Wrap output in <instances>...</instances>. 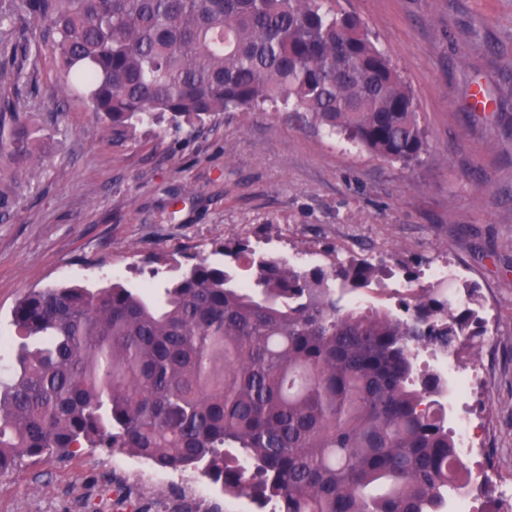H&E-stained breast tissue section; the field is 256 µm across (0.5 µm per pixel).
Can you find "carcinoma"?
Instances as JSON below:
<instances>
[{"mask_svg": "<svg viewBox=\"0 0 512 512\" xmlns=\"http://www.w3.org/2000/svg\"><path fill=\"white\" fill-rule=\"evenodd\" d=\"M0 167L35 168L30 43L51 47L64 97L81 95L116 141L138 125L199 124L274 108L409 168L426 131L413 92L339 0H0ZM17 187H0V220ZM200 258L163 292L119 280L49 285L14 308L20 342L0 377V475L25 457L127 448L191 466L231 497L280 512H446L466 463L446 381L417 349L482 345L477 291L461 304L407 288L404 315L356 299L381 268H293L244 241ZM246 260L250 279L233 264ZM466 341H461V337ZM247 458V475L226 449Z\"/></svg>", "mask_w": 512, "mask_h": 512, "instance_id": "obj_1", "label": "carcinoma"}]
</instances>
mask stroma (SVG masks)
<instances>
[{"mask_svg":"<svg viewBox=\"0 0 512 512\" xmlns=\"http://www.w3.org/2000/svg\"><path fill=\"white\" fill-rule=\"evenodd\" d=\"M358 15L410 86L427 152L404 169L303 125L285 113L228 112L197 134L168 121L115 143L87 102L59 106L50 49L37 83L19 92L36 115V171H14V215L0 222V338L31 290L120 278L162 285L174 271L156 255L217 261L215 244L250 241L302 268L351 258L386 264L365 306L398 309L407 271L417 285L447 266L444 286H477L495 318L461 368L481 367L479 396L448 394L449 423L466 418L488 448L496 477L474 486L477 507L512 480V0H340ZM480 85L490 111L475 110ZM149 463L124 449L24 459L0 476V512H209L223 503L182 485L153 487Z\"/></svg>","mask_w":512,"mask_h":512,"instance_id":"obj_1","label":"stroma"}]
</instances>
